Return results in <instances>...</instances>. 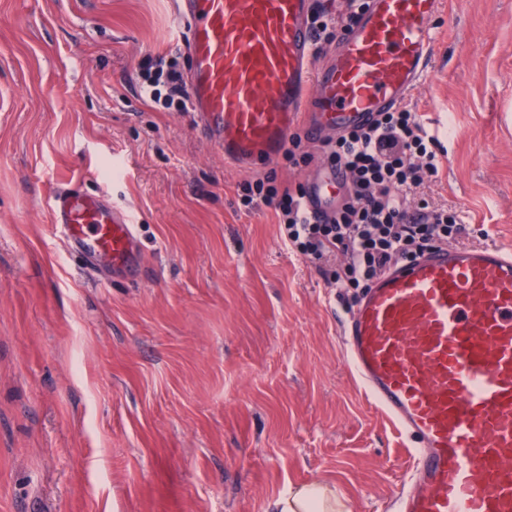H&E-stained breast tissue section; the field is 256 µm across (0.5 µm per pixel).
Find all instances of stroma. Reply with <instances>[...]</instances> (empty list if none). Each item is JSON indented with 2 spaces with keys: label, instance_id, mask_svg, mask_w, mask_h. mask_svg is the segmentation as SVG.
Wrapping results in <instances>:
<instances>
[{
  "label": "stroma",
  "instance_id": "35a3bbf8",
  "mask_svg": "<svg viewBox=\"0 0 512 512\" xmlns=\"http://www.w3.org/2000/svg\"><path fill=\"white\" fill-rule=\"evenodd\" d=\"M434 27L408 102L445 157L418 195L462 210L459 245H512V0H445ZM176 30L172 0H0V512H273L315 480L396 512L409 454L340 335L358 290L237 196L309 170L227 167L148 105L144 59L191 67ZM70 181L132 211L145 278L55 229Z\"/></svg>",
  "mask_w": 512,
  "mask_h": 512
}]
</instances>
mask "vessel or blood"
<instances>
[{
	"instance_id": "1",
	"label": "vessel or blood",
	"mask_w": 512,
	"mask_h": 512,
	"mask_svg": "<svg viewBox=\"0 0 512 512\" xmlns=\"http://www.w3.org/2000/svg\"><path fill=\"white\" fill-rule=\"evenodd\" d=\"M189 27L190 107L238 167L276 160L296 127L326 131L402 105L427 73L442 0H366L329 64L314 58L316 0H175ZM347 178L304 186L332 212ZM52 222L84 254L141 275L130 215L73 185ZM347 355L411 455L401 512H512V248L440 244L392 265L342 323Z\"/></svg>"
}]
</instances>
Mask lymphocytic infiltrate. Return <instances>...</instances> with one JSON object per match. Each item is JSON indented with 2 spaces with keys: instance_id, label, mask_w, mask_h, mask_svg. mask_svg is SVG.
<instances>
[{
  "instance_id": "1",
  "label": "lymphocytic infiltrate",
  "mask_w": 512,
  "mask_h": 512,
  "mask_svg": "<svg viewBox=\"0 0 512 512\" xmlns=\"http://www.w3.org/2000/svg\"><path fill=\"white\" fill-rule=\"evenodd\" d=\"M364 8L363 0H345L342 13L316 10L318 52L340 40ZM138 76L141 94L155 106L188 111L187 81L167 56L149 59ZM323 154L348 174L341 200L327 217L310 215L303 190L262 178L244 183L242 202L250 210L263 204L273 207L280 237L292 251L319 264L337 260V287L370 288L390 264L415 259L424 250L465 234L459 212L413 195L438 176L444 155L419 113L405 106L377 113L370 124L325 141Z\"/></svg>"
}]
</instances>
